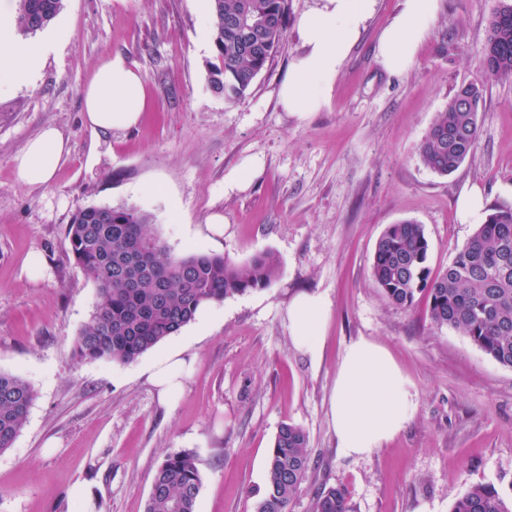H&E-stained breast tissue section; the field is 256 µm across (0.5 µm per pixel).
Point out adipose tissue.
Here are the masks:
<instances>
[{
	"instance_id": "1",
	"label": "adipose tissue",
	"mask_w": 512,
	"mask_h": 512,
	"mask_svg": "<svg viewBox=\"0 0 512 512\" xmlns=\"http://www.w3.org/2000/svg\"><path fill=\"white\" fill-rule=\"evenodd\" d=\"M374 0H322L318 9L304 13L298 26L304 50L280 89V100L292 113L317 111L323 92L332 87L350 50L373 9ZM438 0H403L400 12L382 32L378 58L390 73L407 69L433 26ZM11 0H0V95L13 91L19 78L35 76L55 48L47 38L35 45L14 41ZM143 75L119 55L102 58L96 65L84 96L87 125L105 133L138 125L145 109ZM69 147L59 130L44 126L15 158L20 179L48 183ZM325 298L304 292L288 309L296 347L318 357L328 315ZM417 394L390 352L365 338L344 350L336 373L331 420L339 447L349 456L365 457L395 438L412 420Z\"/></svg>"
}]
</instances>
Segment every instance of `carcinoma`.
Returning a JSON list of instances; mask_svg holds the SVG:
<instances>
[{
  "label": "carcinoma",
  "instance_id": "obj_1",
  "mask_svg": "<svg viewBox=\"0 0 512 512\" xmlns=\"http://www.w3.org/2000/svg\"><path fill=\"white\" fill-rule=\"evenodd\" d=\"M211 20L217 63L209 70L212 90L227 102L242 100L272 62L287 31L289 0H204ZM63 0H17L13 24L23 36L49 27ZM481 65L492 80L512 79V0H500L491 15ZM482 90L461 86L438 113L420 147L423 163L439 175L454 172L478 137ZM135 205L88 206L76 211L65 237L78 265L92 279L96 300L75 337L79 361L135 362L195 319L200 307L267 287L277 273L268 253L239 265L212 253L172 254ZM423 225L390 224L376 242L371 276L389 304L409 308L426 294L434 325L469 337L486 355L512 368V201H498L488 219L443 271L431 275ZM132 269L134 284L117 268ZM34 400L21 377L0 371V451L23 429ZM313 462L308 437L282 424L267 459L266 483L256 512H288ZM202 484L195 452L169 453L157 465L145 512H196ZM310 512H356L343 486H321ZM451 512H512V498L492 483H476Z\"/></svg>",
  "mask_w": 512,
  "mask_h": 512
}]
</instances>
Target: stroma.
<instances>
[{
    "label": "stroma",
    "instance_id": "obj_1",
    "mask_svg": "<svg viewBox=\"0 0 512 512\" xmlns=\"http://www.w3.org/2000/svg\"><path fill=\"white\" fill-rule=\"evenodd\" d=\"M320 0H290L287 37L245 98L209 85L215 60L202 38L203 0H65L48 34L60 41L32 79L0 97V371L35 397L13 446L0 452V512H145L164 454L201 462L197 512H256L266 460L282 423L308 435L311 471L291 512H309L319 485H342L357 512H450L471 484L512 493V369L467 336L436 327L426 296L384 301L370 272L388 225L423 224L437 273L471 238L457 200L479 187L512 199V80H488L480 60L498 0H439L413 63L398 74L376 57L402 0H374L359 41L326 102L299 116L278 90L303 50L298 18ZM121 55L145 78L146 107L129 130L85 123L84 92L97 62ZM484 87L473 154L443 176L420 145L457 88ZM47 124L70 152L52 179L21 181L15 157ZM261 165L240 190L224 180ZM134 205L180 256L221 254L278 263L264 289L213 304L166 343L128 365L80 362L74 340L96 288L65 239L73 213ZM224 216L211 238L210 214ZM41 262L30 276L32 259ZM320 293L330 309L322 355L298 350L288 325L293 296ZM384 345L411 381L410 424L366 458L343 454L330 420L336 371L359 338ZM194 363L183 391L163 403L148 369L167 346ZM83 486L85 502L71 496Z\"/></svg>",
    "mask_w": 512,
    "mask_h": 512
}]
</instances>
